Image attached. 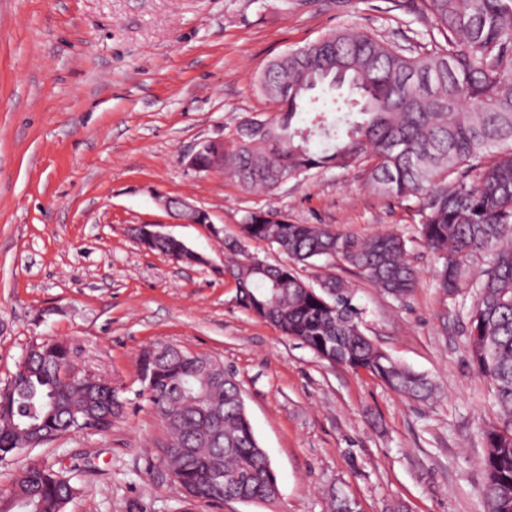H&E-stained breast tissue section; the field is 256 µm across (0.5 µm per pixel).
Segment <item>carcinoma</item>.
Wrapping results in <instances>:
<instances>
[{"label":"carcinoma","instance_id":"obj_1","mask_svg":"<svg viewBox=\"0 0 512 512\" xmlns=\"http://www.w3.org/2000/svg\"><path fill=\"white\" fill-rule=\"evenodd\" d=\"M422 6L443 41L430 37V49L416 55L339 30L271 61L258 89L278 112L241 118L228 147L201 142L197 170L218 168L248 190L271 192L314 170L363 166L376 191L418 199L420 240L445 292L458 287L469 256L488 255L471 283L476 301L465 319L472 363L503 418L484 431V512H512V0H422ZM248 241L266 242L305 266L337 256L400 301L418 284L400 234L359 240L328 224H292L284 213L256 209L224 247L237 255ZM154 250L179 251L186 264L203 262L176 241ZM257 262L248 257L230 266L244 310L323 360L366 371L411 400L432 397L431 379L365 335L345 280L328 275L316 289L292 266L261 270ZM70 358L65 342L36 343L20 373L0 388V460L28 448L30 439L40 445L56 439L77 421L96 431L112 426L123 407L118 390L82 373L60 377ZM138 365L147 401L169 434L166 458L185 490L204 494L208 473L220 467L236 478L232 494L243 501L276 499L233 373L211 375L207 367L219 362L170 344L143 351ZM209 407L220 410L214 425L205 416ZM73 493L69 479L30 462L0 493V512H64Z\"/></svg>","mask_w":512,"mask_h":512}]
</instances>
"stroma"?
I'll return each mask as SVG.
<instances>
[{"mask_svg": "<svg viewBox=\"0 0 512 512\" xmlns=\"http://www.w3.org/2000/svg\"><path fill=\"white\" fill-rule=\"evenodd\" d=\"M430 26L420 0H0V387L35 342L55 339L124 403L107 431L0 460V490L32 460L75 486L65 512H329L336 493L360 512H483L482 432L500 413L470 357L462 308L472 293L436 288L417 200L374 191L360 168L262 194L184 162L240 117L276 112L256 83L278 56L348 27L412 52ZM182 198L223 236L176 223L164 203ZM267 208L358 239L404 235L419 276L406 301L337 257L297 271L313 285L348 281L366 335L435 380L434 399L322 360L239 307L224 241ZM147 222L204 263L143 249L132 228ZM159 343L233 370L277 477L275 502L187 497L137 379L141 352Z\"/></svg>", "mask_w": 512, "mask_h": 512, "instance_id": "1", "label": "stroma"}]
</instances>
